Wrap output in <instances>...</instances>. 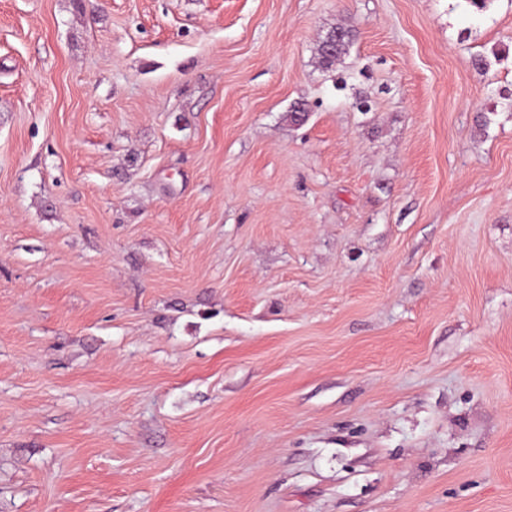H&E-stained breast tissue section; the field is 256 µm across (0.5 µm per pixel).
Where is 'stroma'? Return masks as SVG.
<instances>
[{"label":"stroma","instance_id":"35a3bbf8","mask_svg":"<svg viewBox=\"0 0 512 512\" xmlns=\"http://www.w3.org/2000/svg\"><path fill=\"white\" fill-rule=\"evenodd\" d=\"M0 512H512V0H0ZM338 33H341L343 37L340 41L336 42V47H331V41L333 36ZM351 42V33L350 30L344 28H335L332 32L327 34L325 39H323L317 48L318 57L320 63L326 68L334 65L336 60L346 52L348 45Z\"/></svg>","mask_w":512,"mask_h":512}]
</instances>
